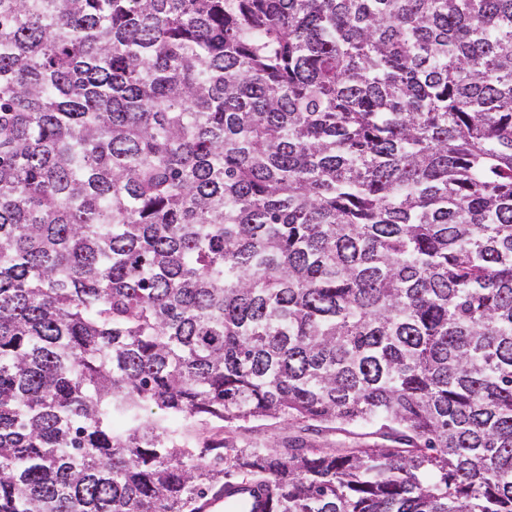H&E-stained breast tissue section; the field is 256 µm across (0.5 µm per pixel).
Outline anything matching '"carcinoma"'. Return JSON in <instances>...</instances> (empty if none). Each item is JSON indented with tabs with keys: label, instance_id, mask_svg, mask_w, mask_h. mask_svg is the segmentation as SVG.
<instances>
[{
	"label": "carcinoma",
	"instance_id": "1",
	"mask_svg": "<svg viewBox=\"0 0 512 512\" xmlns=\"http://www.w3.org/2000/svg\"><path fill=\"white\" fill-rule=\"evenodd\" d=\"M240 480L512 512V0H0V512ZM248 431H241L239 444L256 443L260 448L273 442H280L288 436V428L283 422L277 420L252 421L245 424Z\"/></svg>",
	"mask_w": 512,
	"mask_h": 512
}]
</instances>
